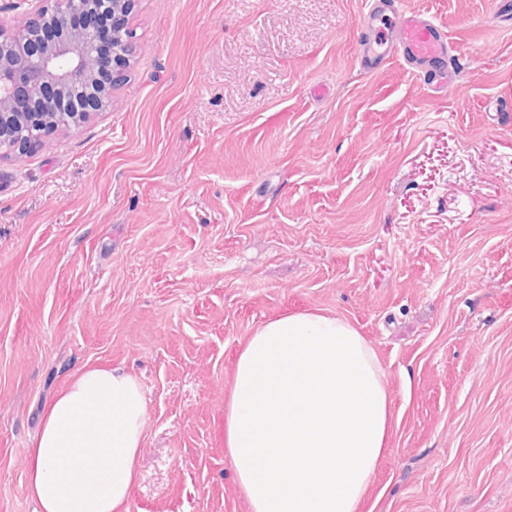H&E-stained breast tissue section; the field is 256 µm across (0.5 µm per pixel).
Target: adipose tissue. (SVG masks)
<instances>
[{
    "label": "adipose tissue",
    "instance_id": "1",
    "mask_svg": "<svg viewBox=\"0 0 512 512\" xmlns=\"http://www.w3.org/2000/svg\"><path fill=\"white\" fill-rule=\"evenodd\" d=\"M391 404L373 349L345 318L305 311L261 325L224 401L226 455L251 512H359ZM147 422L135 375L81 369L47 402L29 452L38 512H128Z\"/></svg>",
    "mask_w": 512,
    "mask_h": 512
}]
</instances>
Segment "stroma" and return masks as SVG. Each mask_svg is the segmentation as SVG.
<instances>
[{"label": "stroma", "mask_w": 512, "mask_h": 512, "mask_svg": "<svg viewBox=\"0 0 512 512\" xmlns=\"http://www.w3.org/2000/svg\"><path fill=\"white\" fill-rule=\"evenodd\" d=\"M366 0H139L111 110L0 161V512L45 403L149 401L129 512H250L224 452L264 322L347 319L386 373L360 512H512V0H401L463 97L356 64Z\"/></svg>", "instance_id": "stroma-1"}]
</instances>
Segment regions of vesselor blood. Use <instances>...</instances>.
Returning a JSON list of instances; mask_svg holds the SVG:
<instances>
[{
    "instance_id": "obj_1",
    "label": "vessel or blood",
    "mask_w": 512,
    "mask_h": 512,
    "mask_svg": "<svg viewBox=\"0 0 512 512\" xmlns=\"http://www.w3.org/2000/svg\"><path fill=\"white\" fill-rule=\"evenodd\" d=\"M395 60L430 89L458 85L457 64L440 23L405 10L399 0H369L360 21L358 64L374 74Z\"/></svg>"
}]
</instances>
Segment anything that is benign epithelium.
<instances>
[{
    "label": "benign epithelium",
    "mask_w": 512,
    "mask_h": 512,
    "mask_svg": "<svg viewBox=\"0 0 512 512\" xmlns=\"http://www.w3.org/2000/svg\"><path fill=\"white\" fill-rule=\"evenodd\" d=\"M24 18L0 22V160L26 155L112 104L133 52L137 0H28ZM112 72L102 74L103 48Z\"/></svg>",
    "instance_id": "obj_1"
}]
</instances>
